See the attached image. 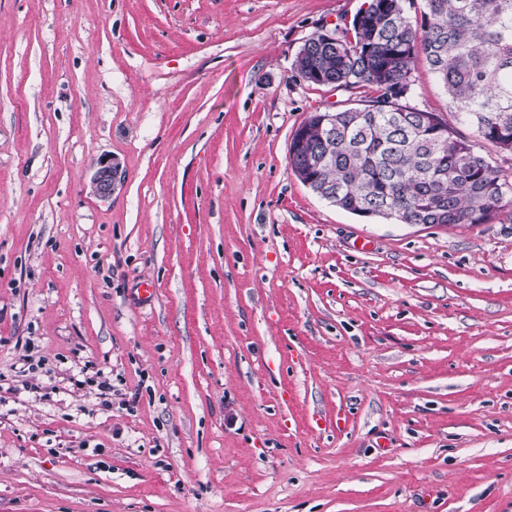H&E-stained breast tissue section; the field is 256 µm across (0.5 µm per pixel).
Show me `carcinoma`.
I'll use <instances>...</instances> for the list:
<instances>
[{"label": "carcinoma", "instance_id": "obj_1", "mask_svg": "<svg viewBox=\"0 0 512 512\" xmlns=\"http://www.w3.org/2000/svg\"><path fill=\"white\" fill-rule=\"evenodd\" d=\"M308 42L294 63L300 78L376 95L336 109V130L323 140L304 120L309 152L288 151L291 171L311 169L343 209L390 208L402 224H487L512 209V183L491 158L451 129L439 147L434 127L419 120L423 109L409 104L421 60L461 121L512 151V0H425L415 20L404 0H377L336 31V42Z\"/></svg>", "mask_w": 512, "mask_h": 512}]
</instances>
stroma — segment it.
Masks as SVG:
<instances>
[{"label":"stroma","mask_w":512,"mask_h":512,"mask_svg":"<svg viewBox=\"0 0 512 512\" xmlns=\"http://www.w3.org/2000/svg\"><path fill=\"white\" fill-rule=\"evenodd\" d=\"M363 2L0 0V385L45 361L0 401V512H512V220L359 217L288 168L373 94L294 70ZM119 169V164L112 159L101 160L93 177V192L104 198L110 196L115 190Z\"/></svg>","instance_id":"stroma-1"}]
</instances>
